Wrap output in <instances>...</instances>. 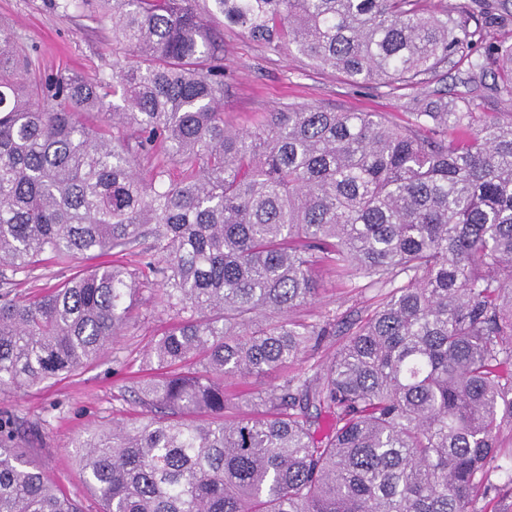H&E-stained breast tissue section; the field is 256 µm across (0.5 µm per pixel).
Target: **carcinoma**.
Returning a JSON list of instances; mask_svg holds the SVG:
<instances>
[{
	"mask_svg": "<svg viewBox=\"0 0 512 512\" xmlns=\"http://www.w3.org/2000/svg\"><path fill=\"white\" fill-rule=\"evenodd\" d=\"M196 2L102 0L122 51L95 79L31 78L0 25V277L102 259L0 296V390L96 361L155 277L170 319L146 417L81 444L100 512H481L512 459V117L444 93L403 125L292 104L231 127ZM471 2L214 0L353 84L413 87L455 59L512 103V44L470 26ZM322 265L389 290L364 317L299 320ZM333 336L329 361L288 371ZM21 428L0 418V512H81ZM101 260L102 259L85 258L78 260V263H75L70 267L58 265L52 260H46L37 270L34 271L32 274L33 278L27 281H18L17 283L19 284L12 288H5L4 286V288H0V292L12 290L10 297L25 300L37 294L43 288H50L56 285L66 277L75 273L77 270L92 266Z\"/></svg>",
	"mask_w": 512,
	"mask_h": 512,
	"instance_id": "cac0c4a2",
	"label": "carcinoma"
}]
</instances>
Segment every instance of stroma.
Returning <instances> with one entry per match:
<instances>
[{
  "label": "stroma",
  "instance_id": "35a3bbf8",
  "mask_svg": "<svg viewBox=\"0 0 512 512\" xmlns=\"http://www.w3.org/2000/svg\"><path fill=\"white\" fill-rule=\"evenodd\" d=\"M211 24L224 44V117L239 127L252 126L257 115L291 104L381 112L402 122L414 99L441 91L476 99L484 112L512 108L487 97L484 89L470 83L465 67L453 63L412 89L357 87L340 74L313 66L295 50L273 49L252 40L223 16L212 15ZM0 25L11 30L16 47L26 49L39 74L74 70L103 77L112 72V32L102 21L96 0L68 8L52 6L50 0H0ZM89 265L85 258L76 267ZM73 268L44 261L31 279L13 287L11 295L28 299L69 277ZM316 276L320 294L296 310L298 319L315 321L328 313L340 320L363 315L379 294L378 288L353 273L340 277L335 269L321 267ZM160 297L158 287L141 289L128 327L93 364L31 387L0 391V417L11 416L26 425L19 446L84 512H99L101 505L86 484L77 444L113 422L141 416L133 390L147 377L145 353L169 319Z\"/></svg>",
  "mask_w": 512,
  "mask_h": 512
}]
</instances>
